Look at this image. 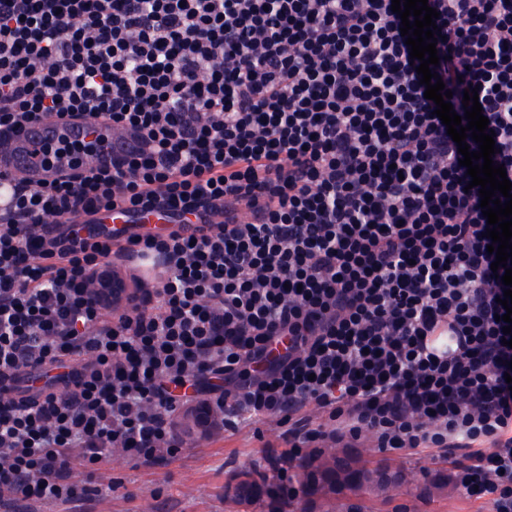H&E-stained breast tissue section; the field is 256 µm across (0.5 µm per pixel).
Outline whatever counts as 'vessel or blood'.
<instances>
[{"mask_svg":"<svg viewBox=\"0 0 512 512\" xmlns=\"http://www.w3.org/2000/svg\"><path fill=\"white\" fill-rule=\"evenodd\" d=\"M77 141L97 142L98 158L105 162L111 161L113 151L120 148L119 140L106 123L46 119L0 141V170L34 186L43 184L66 168L67 161L53 155L43 156L42 148Z\"/></svg>","mask_w":512,"mask_h":512,"instance_id":"1","label":"vessel or blood"}]
</instances>
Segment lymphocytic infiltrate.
Returning <instances> with one entry per match:
<instances>
[{
	"instance_id": "obj_1",
	"label": "lymphocytic infiltrate",
	"mask_w": 512,
	"mask_h": 512,
	"mask_svg": "<svg viewBox=\"0 0 512 512\" xmlns=\"http://www.w3.org/2000/svg\"><path fill=\"white\" fill-rule=\"evenodd\" d=\"M428 4L512 180V0ZM391 5L0 0V138L87 116L130 143L0 199V506L94 500L93 465L165 461L204 394L226 431L282 426L270 464L369 440L512 512L505 286ZM143 266L122 312L91 297Z\"/></svg>"
}]
</instances>
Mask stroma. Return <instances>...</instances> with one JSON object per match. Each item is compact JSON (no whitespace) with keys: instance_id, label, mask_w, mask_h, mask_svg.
I'll use <instances>...</instances> for the list:
<instances>
[{"instance_id":"35a3bbf8","label":"stroma","mask_w":512,"mask_h":512,"mask_svg":"<svg viewBox=\"0 0 512 512\" xmlns=\"http://www.w3.org/2000/svg\"><path fill=\"white\" fill-rule=\"evenodd\" d=\"M278 433L274 424L235 434L217 428L209 439L175 447L158 465L112 456L96 471L101 493L83 512H275L269 497L241 504L229 488L245 472L254 479L271 477L265 446L276 442ZM336 454L386 474L387 485L303 487L289 512H491L485 500L465 498L455 488L447 464L370 443Z\"/></svg>"}]
</instances>
